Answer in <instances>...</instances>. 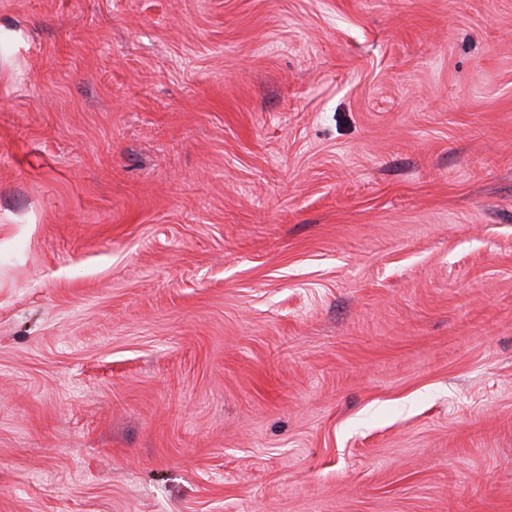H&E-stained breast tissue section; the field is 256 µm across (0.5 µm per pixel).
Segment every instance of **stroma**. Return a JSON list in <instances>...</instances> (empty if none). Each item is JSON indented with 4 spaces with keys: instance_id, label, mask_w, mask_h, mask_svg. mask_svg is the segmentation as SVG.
<instances>
[{
    "instance_id": "obj_1",
    "label": "stroma",
    "mask_w": 512,
    "mask_h": 512,
    "mask_svg": "<svg viewBox=\"0 0 512 512\" xmlns=\"http://www.w3.org/2000/svg\"><path fill=\"white\" fill-rule=\"evenodd\" d=\"M0 512H512V0H0Z\"/></svg>"
}]
</instances>
